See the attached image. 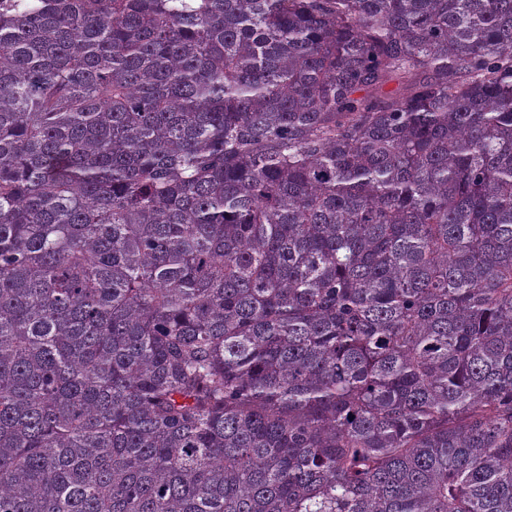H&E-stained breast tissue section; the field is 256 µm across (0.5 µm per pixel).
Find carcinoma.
<instances>
[{
    "mask_svg": "<svg viewBox=\"0 0 512 512\" xmlns=\"http://www.w3.org/2000/svg\"><path fill=\"white\" fill-rule=\"evenodd\" d=\"M0 512H512V0H0Z\"/></svg>",
    "mask_w": 512,
    "mask_h": 512,
    "instance_id": "obj_1",
    "label": "carcinoma"
}]
</instances>
